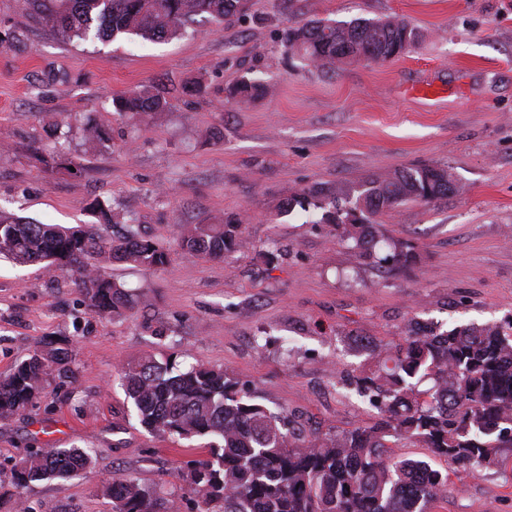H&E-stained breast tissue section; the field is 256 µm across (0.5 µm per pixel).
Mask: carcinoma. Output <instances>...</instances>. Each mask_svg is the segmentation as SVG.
<instances>
[{
    "mask_svg": "<svg viewBox=\"0 0 512 512\" xmlns=\"http://www.w3.org/2000/svg\"><path fill=\"white\" fill-rule=\"evenodd\" d=\"M28 16L68 39L84 42L137 36L162 40L181 33L198 17L221 23L244 14L251 0H24ZM418 32L396 19L351 21L311 19L288 27L285 55L314 68L336 72L345 52L370 47L375 62L398 58L417 44ZM266 87L243 78L225 89V102L238 108ZM120 114L166 112L170 101L152 86L112 99ZM454 177L448 168L424 165L387 177H372L344 190L315 183L282 207L289 214L309 200L327 208L320 222L334 224L340 238L365 258L375 251L376 217L406 201L430 205L448 197ZM242 219L190 224L178 239L179 252L219 259L242 247ZM0 254L21 264L73 270L89 310L116 314L132 304L124 286L94 264L129 263L156 270L171 252L142 237L134 224L124 234L103 238L94 225L61 227L0 213ZM376 360L375 369L354 380L359 396L377 410L371 425L298 439L288 415L274 412L241 389L222 367L180 369L174 354L125 362L122 387L146 430L180 439L206 438L208 458L188 474L191 491L213 512H428L448 495L450 471L425 459L394 454L420 446L450 467L501 474L512 467V321L454 327L407 325L401 341L386 348L370 338L357 341ZM72 351L48 344L0 378V420L37 405L55 376L70 371ZM430 387L421 390V381ZM93 463L91 450L77 446L35 448L10 469L17 490L33 482H66ZM112 512H178L174 501L136 479L118 476L104 487Z\"/></svg>",
    "mask_w": 512,
    "mask_h": 512,
    "instance_id": "1",
    "label": "carcinoma"
}]
</instances>
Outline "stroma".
<instances>
[{"label": "stroma", "mask_w": 512, "mask_h": 512, "mask_svg": "<svg viewBox=\"0 0 512 512\" xmlns=\"http://www.w3.org/2000/svg\"><path fill=\"white\" fill-rule=\"evenodd\" d=\"M252 3L251 17L197 22L168 41L89 43L0 0V210L116 235L99 225L98 201L174 250L152 272L105 264L134 295L117 317L89 313L74 275L0 258V376L45 342L73 343L70 377L0 420V512H13V464L57 444L92 449L93 464L31 484L34 512H112L102 488L120 473L200 512L186 476L206 458L203 442L141 427L120 385L127 360L174 351L184 367H224L302 438L374 418L351 384L371 366L356 338L397 341L412 319L445 330L512 318V0ZM388 17L420 34L394 60L331 75L280 44L297 19ZM244 77L267 95L227 105L225 88ZM195 79L203 91L186 97ZM151 84L170 111L116 114L113 97ZM91 126L106 140L90 141ZM423 165L448 166L463 192L380 216L371 258H357L320 210L278 213L317 182L348 189ZM235 215L243 248L176 253L184 225ZM396 243L414 248L410 269L382 263ZM430 512H512V480L456 469Z\"/></svg>", "instance_id": "35a3bbf8"}]
</instances>
